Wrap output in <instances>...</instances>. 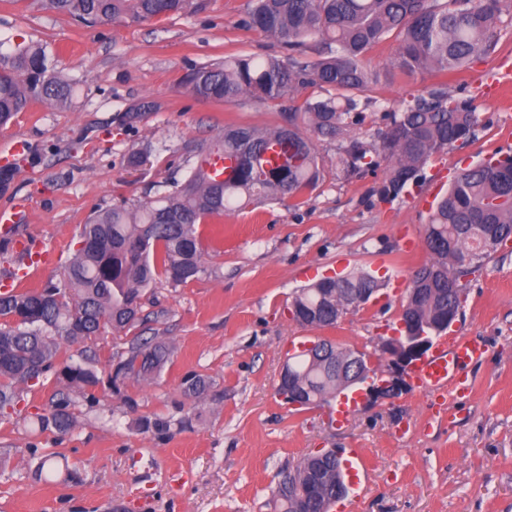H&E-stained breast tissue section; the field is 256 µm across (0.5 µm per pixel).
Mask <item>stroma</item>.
<instances>
[{
	"label": "stroma",
	"instance_id": "35a3bbf8",
	"mask_svg": "<svg viewBox=\"0 0 512 512\" xmlns=\"http://www.w3.org/2000/svg\"><path fill=\"white\" fill-rule=\"evenodd\" d=\"M194 4L180 15L88 27L39 0H0V35L48 45L55 71L76 89L70 105L37 103L0 126V141L27 144L0 190V210L22 209L24 244L0 251V279L31 252L51 256L34 288L59 280L94 209L154 197L164 182L184 180L225 126L273 127L289 107L321 96L315 86L290 101L193 96L185 79L194 67L230 55L285 54L242 27L251 0ZM397 48L390 38L369 53L384 76L363 94L366 126L351 137L382 128L383 109L438 82L433 72H391ZM493 67L512 71V26L501 30L494 52L448 79L449 91L472 101L475 137L431 157L424 182L404 200L371 196L380 174L348 173L340 161L346 140L322 138L320 179L301 205L252 204L201 225L205 273L180 285L157 279L145 296L142 334L171 341L172 363L155 383L130 381L119 395L98 387L95 401H78L77 426L61 439L33 423L56 389L53 378L34 386L20 414L0 419V512H270L282 474L328 449L342 453L351 482L367 481L356 512H512V240L462 281L463 307L448 333L487 350L469 369L466 396L439 403L411 388L342 417L339 401L296 408L276 393L289 351L314 341L365 352L386 373L378 343L395 328L410 278L428 259L421 241L435 197L463 169L512 153V95L482 80ZM143 99L154 110L122 125L125 110ZM134 150L147 154L137 170L125 162ZM360 271L378 280L374 303L333 327L291 319L297 290ZM192 373L213 381L199 400L181 392ZM140 414L173 424L143 433L134 425ZM46 456L49 470L35 477Z\"/></svg>",
	"mask_w": 512,
	"mask_h": 512
}]
</instances>
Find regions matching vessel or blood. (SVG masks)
I'll list each match as a JSON object with an SVG mask.
<instances>
[{
	"label": "vessel or blood",
	"instance_id": "1",
	"mask_svg": "<svg viewBox=\"0 0 512 512\" xmlns=\"http://www.w3.org/2000/svg\"><path fill=\"white\" fill-rule=\"evenodd\" d=\"M485 348L470 339L440 340L432 353L410 374V383L427 394H465L471 387L467 367L484 358Z\"/></svg>",
	"mask_w": 512,
	"mask_h": 512
}]
</instances>
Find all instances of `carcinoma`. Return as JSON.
I'll use <instances>...</instances> for the list:
<instances>
[{"instance_id":"cac0c4a2","label":"carcinoma","mask_w":512,"mask_h":512,"mask_svg":"<svg viewBox=\"0 0 512 512\" xmlns=\"http://www.w3.org/2000/svg\"><path fill=\"white\" fill-rule=\"evenodd\" d=\"M42 3L82 23L106 25L183 14L189 0ZM510 18L512 0H252L243 26L288 47V57L239 55L195 67L186 77L191 94L218 102L244 95L265 102L317 86L329 95L288 112L285 123L269 130L224 128L186 179L173 181L167 192L94 211L62 280L40 290L0 293V416L20 412L24 394L50 373L57 388L33 422L42 432H72L76 397L94 399L101 383L88 343L109 330L141 326L143 298L159 276L179 285L205 272L198 225L206 219L258 198L288 197L301 204L320 177L315 138H338L365 123L356 97L378 80L364 63L372 48L388 38L398 42L393 72H454L486 56ZM310 40L318 43L315 58L306 57ZM74 94V84L55 73L43 44L21 41L0 48V125L35 102L67 105ZM382 120L386 126L377 139L351 142L342 163L353 174L384 169L371 193L385 203L422 183L428 160L465 144L477 126L472 101L452 95L446 82L382 113ZM213 156L234 161L231 177L216 180L208 167ZM511 237L512 155L505 154L463 170L435 205L424 236L429 260L411 282L424 294L407 293L402 316L419 327L440 326L444 311L460 310L461 279L490 256L484 239L501 243ZM376 287V279L364 272L324 278L294 297V319L304 326H331L337 303L358 288ZM75 344L82 345L77 355L63 353ZM173 354V345L161 337L137 335L113 365L108 384L119 393L127 379L152 382ZM291 372L307 400L320 404L336 397V374L329 365L298 355ZM211 384L206 376L191 375L182 393L199 398ZM135 423L144 433H160L172 420L140 416ZM347 493L341 460L330 449L308 455L285 473L271 507L273 512H329L328 506Z\"/></svg>"}]
</instances>
